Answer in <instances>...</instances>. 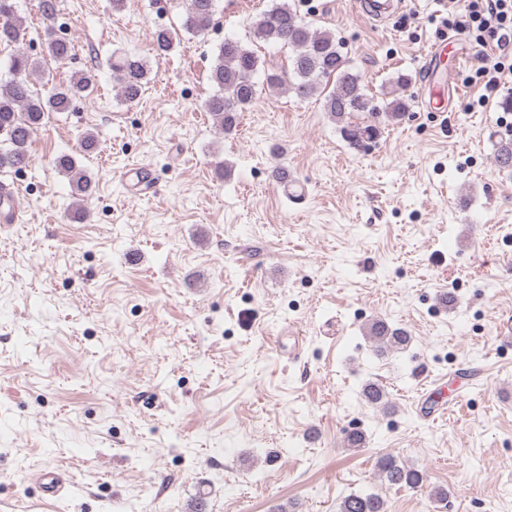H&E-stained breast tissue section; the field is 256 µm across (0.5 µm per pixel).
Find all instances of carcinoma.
I'll return each instance as SVG.
<instances>
[{
  "label": "carcinoma",
  "mask_w": 512,
  "mask_h": 512,
  "mask_svg": "<svg viewBox=\"0 0 512 512\" xmlns=\"http://www.w3.org/2000/svg\"><path fill=\"white\" fill-rule=\"evenodd\" d=\"M216 0H187L181 29L160 28L153 33L152 50L158 55L170 52L181 33L204 35L215 23ZM44 29L56 24L59 0H39ZM24 21L18 15L15 0H0V45H14L9 68L12 78L0 82V170L22 169L31 163L29 144L33 133L50 112H68L95 82V74H74L66 82L36 87L32 76L42 65L52 62L62 67L71 59L72 41L64 36L43 39L41 56L30 54L22 46ZM280 45L291 50L289 63L279 69L264 71L266 86L271 90L292 92L300 100L324 96V107L341 124V134L350 147L361 149L380 133L373 120L383 115L399 121L408 112L406 98L395 95L392 100L378 102L369 94L360 74L347 64L336 34L312 27L286 0L273 5L250 24L249 40L227 39L218 48L210 68V81L217 88L205 102V109L222 133L236 127L238 115L254 105L259 94L255 76L264 65L260 49L264 45ZM112 72L118 96L125 102L136 101L149 81L145 61L137 56L120 55L112 61ZM497 166L512 167V137L499 142ZM56 167L69 177L74 214L86 215L83 202L92 192V181L77 168L69 155L56 159ZM369 339L375 347L400 350L409 337L401 328L377 320L369 328ZM366 400L387 406V395L377 384L364 388ZM377 475L388 486L416 488L426 480L424 472L399 462L391 455L378 459ZM340 512H386L385 500L378 493L350 494L339 506Z\"/></svg>",
  "instance_id": "1"
}]
</instances>
